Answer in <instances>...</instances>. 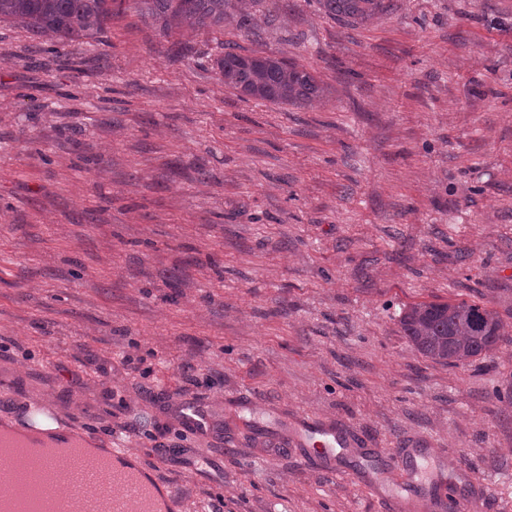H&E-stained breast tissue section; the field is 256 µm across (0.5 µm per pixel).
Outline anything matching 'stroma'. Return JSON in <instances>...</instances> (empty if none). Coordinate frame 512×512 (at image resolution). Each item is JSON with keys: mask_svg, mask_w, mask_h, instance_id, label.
<instances>
[{"mask_svg": "<svg viewBox=\"0 0 512 512\" xmlns=\"http://www.w3.org/2000/svg\"><path fill=\"white\" fill-rule=\"evenodd\" d=\"M259 9L253 35H166L122 8L58 46L0 20V420L40 401L111 446L140 417L215 461L199 475L128 433L177 512H386L302 457L298 416L397 477L408 448L425 473L468 466L440 496L512 512V0H391L364 24ZM224 43L323 95L239 98ZM448 301L493 309L507 339L425 358L400 316ZM192 399L207 435L170 412Z\"/></svg>", "mask_w": 512, "mask_h": 512, "instance_id": "1", "label": "stroma"}]
</instances>
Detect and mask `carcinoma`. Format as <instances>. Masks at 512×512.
Returning a JSON list of instances; mask_svg holds the SVG:
<instances>
[{"instance_id": "obj_1", "label": "carcinoma", "mask_w": 512, "mask_h": 512, "mask_svg": "<svg viewBox=\"0 0 512 512\" xmlns=\"http://www.w3.org/2000/svg\"><path fill=\"white\" fill-rule=\"evenodd\" d=\"M118 0H0V19L21 23L58 43L93 39L112 17ZM139 14L169 32L181 27L221 30L232 0H134ZM332 18L366 23L381 18L387 0H314ZM224 86L242 98L301 106L323 93L305 68L274 56H248L224 45L216 61ZM411 346L437 363L457 367L488 356L506 336L498 314L484 305L418 303L400 317Z\"/></svg>"}]
</instances>
